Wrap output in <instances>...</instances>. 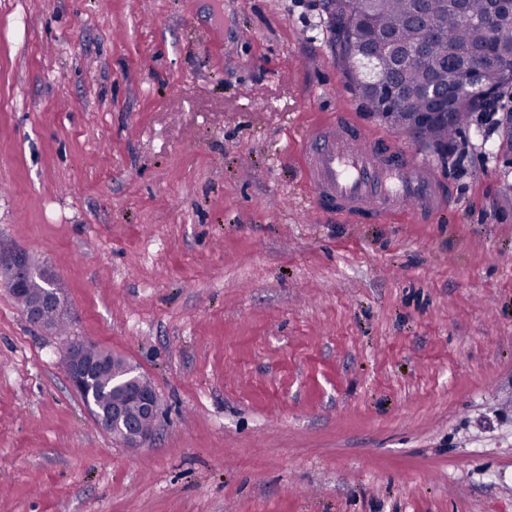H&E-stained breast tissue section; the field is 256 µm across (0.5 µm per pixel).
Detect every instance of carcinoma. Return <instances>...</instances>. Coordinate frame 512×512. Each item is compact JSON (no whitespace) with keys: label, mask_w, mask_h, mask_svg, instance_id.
Instances as JSON below:
<instances>
[{"label":"carcinoma","mask_w":512,"mask_h":512,"mask_svg":"<svg viewBox=\"0 0 512 512\" xmlns=\"http://www.w3.org/2000/svg\"><path fill=\"white\" fill-rule=\"evenodd\" d=\"M325 9L340 59L349 48L378 56L377 74L370 82L345 67L366 107L416 138L438 147L449 144L470 113L512 86V17L490 16L488 0H469L464 14L449 10L448 0H426L423 5L418 0H326ZM458 63L484 68L482 93L466 91ZM430 82L456 88L459 94L448 105V121L423 126L419 113L431 107L423 92ZM99 383L98 403L108 412L111 376L101 375Z\"/></svg>","instance_id":"1"}]
</instances>
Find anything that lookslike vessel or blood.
<instances>
[{"instance_id": "1", "label": "vessel or blood", "mask_w": 512, "mask_h": 512, "mask_svg": "<svg viewBox=\"0 0 512 512\" xmlns=\"http://www.w3.org/2000/svg\"><path fill=\"white\" fill-rule=\"evenodd\" d=\"M300 145L306 181L326 214L378 222L399 215L423 223L449 204L431 165L405 147H380L345 117L303 131Z\"/></svg>"}]
</instances>
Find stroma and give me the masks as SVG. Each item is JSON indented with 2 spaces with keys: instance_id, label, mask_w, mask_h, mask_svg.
Segmentation results:
<instances>
[{
  "instance_id": "obj_1",
  "label": "stroma",
  "mask_w": 512,
  "mask_h": 512,
  "mask_svg": "<svg viewBox=\"0 0 512 512\" xmlns=\"http://www.w3.org/2000/svg\"><path fill=\"white\" fill-rule=\"evenodd\" d=\"M501 107L448 158L368 113L324 0H0V512H512V167ZM345 116L451 194L316 212L298 135ZM136 364L148 447L97 427L72 342ZM0 270L7 279L9 289L13 296L25 290L30 276L37 273L45 284V291L40 301L28 306L27 318L34 324L47 331H55L53 322L47 321L43 316V309L48 307L62 314L64 297L55 268L47 261L41 262L36 269L32 267L31 257L25 252H0Z\"/></svg>"
}]
</instances>
